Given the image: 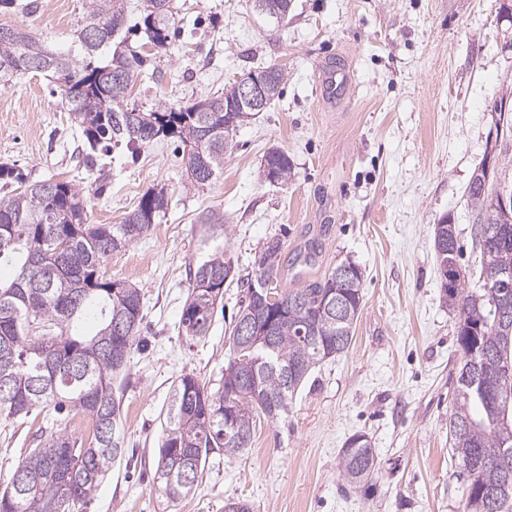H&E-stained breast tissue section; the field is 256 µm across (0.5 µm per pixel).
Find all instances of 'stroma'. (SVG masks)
<instances>
[{"mask_svg":"<svg viewBox=\"0 0 512 512\" xmlns=\"http://www.w3.org/2000/svg\"><path fill=\"white\" fill-rule=\"evenodd\" d=\"M252 3L175 0L167 48L131 39L145 63L127 103L143 110L193 104L259 67L286 74L280 98L237 130L223 170L204 186L190 180L179 138L136 153L119 145L92 161L52 77L0 83L1 165L32 181H70L95 224L121 223L150 192L168 196L165 216L102 267L141 289V341L120 377L122 453L80 512H224L229 499L253 512H461L462 467L448 444L460 353L434 227L456 225L459 263L477 283L465 189L495 131L490 107L512 90V51L503 48L512 23L501 0H291L279 25ZM85 14V0H16L0 6V25L67 50ZM325 62L349 70L350 95H325ZM272 148L292 160L287 182L264 177ZM213 215L226 222L234 279L208 335L191 341L179 321ZM274 237L289 258L282 287H303L345 261L361 269L350 346L313 371L287 417L258 419L244 452L214 457L191 495L166 501L153 483L172 387L188 373L222 379L254 256ZM310 244L314 259L300 266ZM44 423L0 424V490ZM357 433L379 470L371 485L347 488L340 453Z\"/></svg>","mask_w":512,"mask_h":512,"instance_id":"obj_1","label":"stroma"}]
</instances>
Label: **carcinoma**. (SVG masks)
Here are the masks:
<instances>
[{
    "mask_svg": "<svg viewBox=\"0 0 512 512\" xmlns=\"http://www.w3.org/2000/svg\"><path fill=\"white\" fill-rule=\"evenodd\" d=\"M174 0H144L139 22L127 23L125 0H88L84 23L75 31L77 48L62 51L30 32L0 26V82L17 73H50L61 88L68 112L92 151L112 146H148L175 135L189 146L188 170L200 184L224 168L230 134L253 111L227 112L235 86L189 106L159 103L127 116L125 100L140 75L141 56L124 50L130 35L142 33L156 48L168 45ZM292 161L271 149L264 171L286 182ZM0 179L24 189L0 197V422L51 408L74 410L90 419L93 435L79 446L61 429L41 432L39 447L17 467L0 493V512H75L90 501L121 454L122 397L115 383L130 362L142 319L141 290L104 277L101 266L146 235L166 214L168 199L159 191L141 200L119 224H91L81 191L63 180L25 184L14 170L0 166ZM512 188L507 167L474 170L467 186L472 233L483 283L471 288L450 254L442 291L455 317L460 362L453 372V407L448 416L452 456L467 474L462 512H512V223H500L492 199L500 185ZM458 247L454 224H437L434 246ZM254 279L266 277L287 304L273 327V344L242 343L232 333L233 358L216 387L191 374L174 386L159 449L154 490L169 501L189 496L216 455L232 457L251 444L256 418L286 415L297 392L319 364L348 349L363 303L362 274L343 262L303 288L280 289L285 247L268 240L254 263ZM231 261L215 248L193 273L180 327L190 340L207 336L219 288ZM352 275L333 313L321 311L327 285L336 271ZM122 361L114 360V350ZM241 406L232 417L224 406ZM339 460L350 487L377 474V458L364 434L351 436ZM64 448L61 460L51 453Z\"/></svg>",
    "mask_w": 512,
    "mask_h": 512,
    "instance_id": "1",
    "label": "carcinoma"
}]
</instances>
